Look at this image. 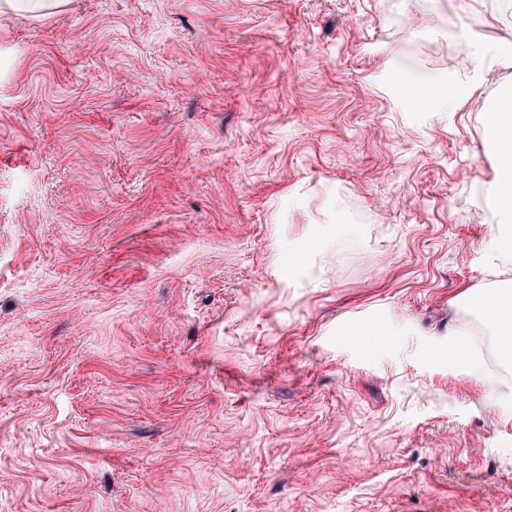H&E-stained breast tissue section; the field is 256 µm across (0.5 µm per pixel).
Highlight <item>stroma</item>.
<instances>
[{
	"label": "stroma",
	"instance_id": "1",
	"mask_svg": "<svg viewBox=\"0 0 512 512\" xmlns=\"http://www.w3.org/2000/svg\"><path fill=\"white\" fill-rule=\"evenodd\" d=\"M510 45L496 0L0 11V512H512V363L448 358L512 282ZM490 108L483 113L482 125L486 141L492 142L498 149L502 177L507 185L500 183L499 198L502 206L512 212V119L511 115ZM461 345L460 340L456 338L448 341V358L463 367L469 376L478 378L481 373L479 364L471 358L469 352L460 350Z\"/></svg>",
	"mask_w": 512,
	"mask_h": 512
}]
</instances>
